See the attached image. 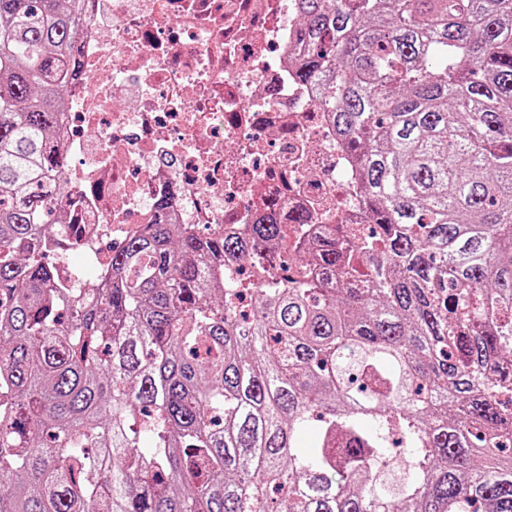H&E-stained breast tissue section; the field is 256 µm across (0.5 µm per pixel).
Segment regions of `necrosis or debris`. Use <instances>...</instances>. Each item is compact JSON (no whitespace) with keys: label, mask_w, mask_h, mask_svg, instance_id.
I'll return each instance as SVG.
<instances>
[{"label":"necrosis or debris","mask_w":512,"mask_h":512,"mask_svg":"<svg viewBox=\"0 0 512 512\" xmlns=\"http://www.w3.org/2000/svg\"><path fill=\"white\" fill-rule=\"evenodd\" d=\"M86 10L54 230L63 282L75 254L108 277L104 243L154 223L159 200L171 223L204 235L301 213L366 223L352 155L290 61L297 0H86ZM93 73L108 83L95 87Z\"/></svg>","instance_id":"4bbe7bcc"}]
</instances>
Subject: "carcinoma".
Returning <instances> with one entry per match:
<instances>
[{"mask_svg":"<svg viewBox=\"0 0 512 512\" xmlns=\"http://www.w3.org/2000/svg\"><path fill=\"white\" fill-rule=\"evenodd\" d=\"M298 8L371 227L162 216L66 288L52 133L88 16L0 0V512H512V0Z\"/></svg>","mask_w":512,"mask_h":512,"instance_id":"1","label":"carcinoma"}]
</instances>
